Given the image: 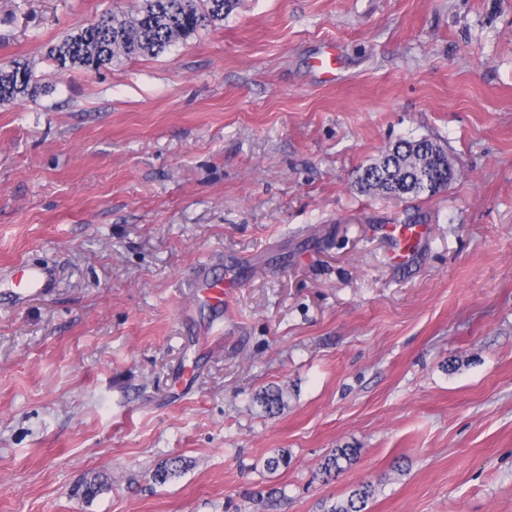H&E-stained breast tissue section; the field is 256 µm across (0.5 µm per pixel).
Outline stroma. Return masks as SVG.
I'll use <instances>...</instances> for the list:
<instances>
[{
    "label": "stroma",
    "mask_w": 512,
    "mask_h": 512,
    "mask_svg": "<svg viewBox=\"0 0 512 512\" xmlns=\"http://www.w3.org/2000/svg\"><path fill=\"white\" fill-rule=\"evenodd\" d=\"M135 3L0 0V64L53 87L0 106V274L54 275L0 288V512H326L364 481L366 512H512V0H238L155 58H45ZM423 137L445 191L357 189ZM48 270L40 265H29L24 271V279L21 278L15 286L27 290L28 296L41 293L47 287L49 281ZM357 457L358 449L356 448H337L321 463L322 474H325L326 477H331L332 474L339 475Z\"/></svg>",
    "instance_id": "obj_1"
}]
</instances>
